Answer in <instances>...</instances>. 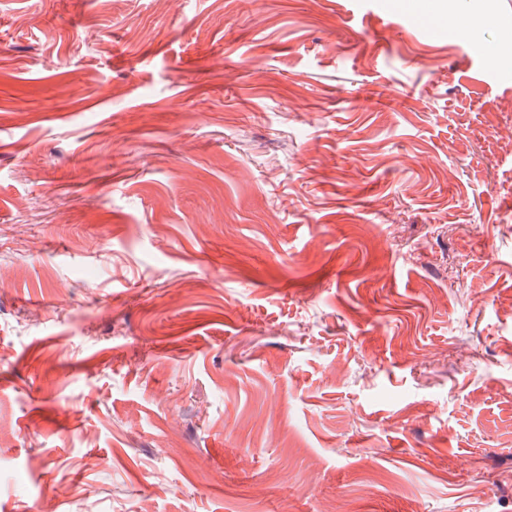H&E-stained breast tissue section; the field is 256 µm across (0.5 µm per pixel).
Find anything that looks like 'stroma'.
I'll return each mask as SVG.
<instances>
[{
  "label": "stroma",
  "mask_w": 512,
  "mask_h": 512,
  "mask_svg": "<svg viewBox=\"0 0 512 512\" xmlns=\"http://www.w3.org/2000/svg\"><path fill=\"white\" fill-rule=\"evenodd\" d=\"M393 3L0 0V512H512V0Z\"/></svg>",
  "instance_id": "1"
}]
</instances>
